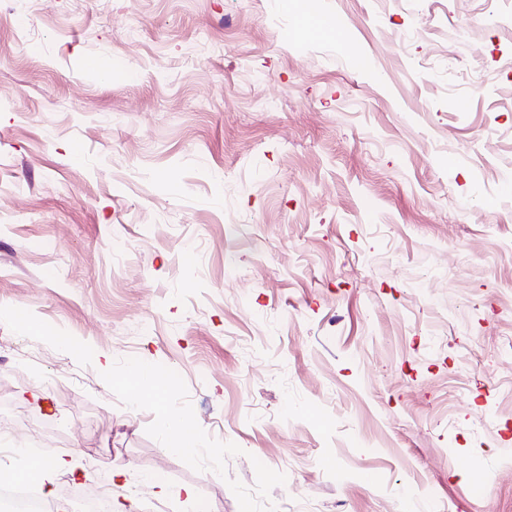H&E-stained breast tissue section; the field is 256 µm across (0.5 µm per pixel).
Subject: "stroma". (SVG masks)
<instances>
[{
	"mask_svg": "<svg viewBox=\"0 0 512 512\" xmlns=\"http://www.w3.org/2000/svg\"><path fill=\"white\" fill-rule=\"evenodd\" d=\"M320 4L0 0V412L134 512H512V0Z\"/></svg>",
	"mask_w": 512,
	"mask_h": 512,
	"instance_id": "obj_1",
	"label": "stroma"
}]
</instances>
